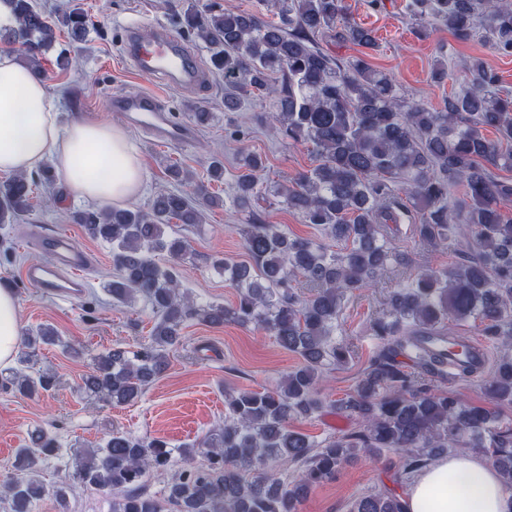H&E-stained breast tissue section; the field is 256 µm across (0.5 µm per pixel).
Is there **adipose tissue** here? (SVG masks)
I'll use <instances>...</instances> for the list:
<instances>
[{"label": "adipose tissue", "instance_id": "adipose-tissue-1", "mask_svg": "<svg viewBox=\"0 0 512 512\" xmlns=\"http://www.w3.org/2000/svg\"><path fill=\"white\" fill-rule=\"evenodd\" d=\"M58 95L36 80L15 54L0 52V174L17 175L53 161L76 196L105 207L143 189L145 171L128 132L102 120L59 121ZM21 315L12 289L0 288V370L20 346ZM459 482L449 485V475ZM406 512H512L496 469L469 455L433 461L403 496Z\"/></svg>", "mask_w": 512, "mask_h": 512}]
</instances>
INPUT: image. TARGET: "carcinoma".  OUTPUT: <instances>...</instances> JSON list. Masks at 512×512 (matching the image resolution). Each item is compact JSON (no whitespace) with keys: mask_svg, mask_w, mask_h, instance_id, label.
<instances>
[{"mask_svg":"<svg viewBox=\"0 0 512 512\" xmlns=\"http://www.w3.org/2000/svg\"><path fill=\"white\" fill-rule=\"evenodd\" d=\"M0 2L13 17V25L0 27V44L19 48L39 78L57 28L81 42L91 29L79 7L51 20L34 0ZM258 3L266 12L217 2L203 10L191 6L180 15L181 27L206 44L211 67L224 75V111L243 112L255 98H273L283 136L311 144L317 164L270 191L260 183L262 156L243 152L231 204L246 212L271 195L336 249L283 225L244 224L249 261H212L237 288V301L201 303L180 288L176 262L187 245L172 221L193 227L202 223L201 207L219 205L204 185L196 186V200L169 191L146 210L75 213L91 238L111 246L112 301L140 302L155 316L150 340L99 354L82 389L112 405L138 399L166 370L168 352L189 321L261 330L301 364L269 389L225 392L224 425L179 449L164 438L114 432L85 449L73 478L109 499L111 512H297L303 493L335 476L359 449L397 454L394 482L401 487L460 448L490 460L512 498V425L500 419V408L512 405V180L492 172L512 170V94L484 59L460 71L439 61L433 82L458 83L461 90L439 109L408 105L400 85L365 58H335L319 46L317 37L336 29L354 45L376 47L374 31L349 19L343 0ZM407 9L424 29L439 24L461 40L482 33L495 54L512 56V0H408ZM270 11L275 18L266 17ZM488 129L497 139L483 135ZM37 181L49 187L55 174L44 168L36 179L20 174L0 182V225L31 210ZM403 221L423 247L452 252L468 236L474 248L450 267L420 268L390 291L368 320L377 350L354 388L326 406L317 398L324 372L354 353L339 339L343 302L403 263L391 241V225ZM161 255L171 264L160 263ZM468 321L501 349L488 375L470 367L448 373V360L458 358L449 338ZM59 343L56 329L41 325L23 337L19 363ZM450 376L478 382L485 402L449 395L442 385ZM56 383L51 371L19 370L0 379V386L28 397ZM325 408L355 418L357 426L317 440L290 425ZM59 452L55 436L45 432L17 450L15 474L0 486L9 512H34L46 495L36 477L39 464ZM177 455L184 466L160 500L148 493L145 477L170 469ZM288 463L298 469L285 482L273 466ZM351 512H404L402 494L371 492Z\"/></svg>","mask_w":512,"mask_h":512,"instance_id":"1","label":"carcinoma"}]
</instances>
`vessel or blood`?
Instances as JSON below:
<instances>
[{
	"label": "vessel or blood",
	"instance_id": "b4317fda",
	"mask_svg": "<svg viewBox=\"0 0 512 512\" xmlns=\"http://www.w3.org/2000/svg\"><path fill=\"white\" fill-rule=\"evenodd\" d=\"M125 45L126 55L137 69L154 74L165 84L194 91L207 81L197 57L165 26L129 27ZM112 109L121 118L136 119L154 141L188 143L194 138L189 126L165 117L163 107L152 94L116 92L112 96ZM31 242L43 259L26 267V282L63 300L82 296L89 256L72 236L37 226Z\"/></svg>",
	"mask_w": 512,
	"mask_h": 512
}]
</instances>
